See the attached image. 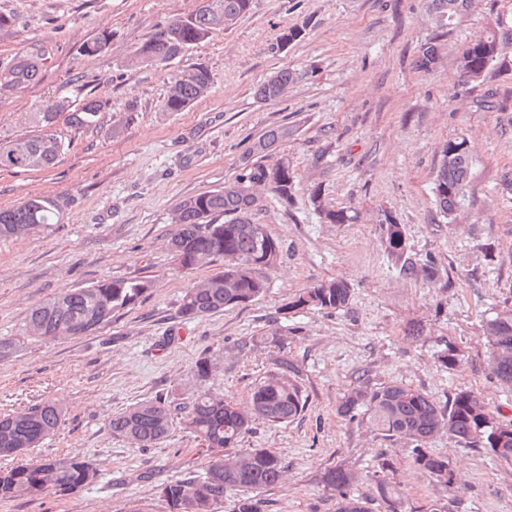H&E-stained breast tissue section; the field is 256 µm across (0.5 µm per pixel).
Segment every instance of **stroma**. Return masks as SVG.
Here are the masks:
<instances>
[{"instance_id":"1","label":"stroma","mask_w":512,"mask_h":512,"mask_svg":"<svg viewBox=\"0 0 512 512\" xmlns=\"http://www.w3.org/2000/svg\"><path fill=\"white\" fill-rule=\"evenodd\" d=\"M202 0H0L10 26L0 29V68L35 50L44 53L38 79L0 93V139L36 133L46 105L67 109L101 99L100 130L80 131L58 117L62 151L47 168L0 169V209L33 196L58 201L61 218L44 232L0 240V340L16 349L0 359V414L60 402L65 421L31 459L78 455L97 479L78 492L0 501V512H169L161 484L198 475L208 458L180 424L153 447L138 448L108 429L112 415L159 395L189 403L195 362L211 358V392L246 406L272 356L241 357L239 343L279 336L296 362L306 399L302 414L278 426L258 423L246 448L273 451L283 481L259 493L264 512H336L320 482L346 464L358 474L351 494L382 512L376 485L386 482L401 512L433 502L451 512H512V463L466 448L439 433L429 448L447 458L454 479L444 485L413 465V445L390 441L366 410L336 412L359 380L398 383L445 406L460 389L483 397L494 416L512 421V391L490 373L482 322L512 306V110L476 109L460 79L463 47L487 26L512 31V0H475L450 33L432 20L428 0H254L229 30L190 46L164 65L132 66L136 46L157 28L196 13ZM307 24L284 45L282 33ZM109 33L105 51L86 44ZM436 39L439 60L418 68L421 43ZM207 67L211 92L183 112H168L171 82ZM294 81L276 101L255 90L274 72ZM291 135L274 156L295 172L294 203L264 193L256 219L279 240L282 259L268 287L245 307L186 319L183 292L209 275L177 268L168 249L171 217L188 197L220 189L241 172L243 154L269 127ZM469 141L472 167L456 222L435 206L432 188L443 144ZM320 186L347 224L321 223L309 195ZM403 224L413 253L433 258L439 278H405L383 246V212ZM147 276L154 292L90 335L40 342L25 335L31 309L48 298L104 278ZM342 278L348 308L285 310L295 294ZM423 333L413 337L411 325ZM454 343L459 361L441 366ZM391 467L379 471L380 458Z\"/></svg>"}]
</instances>
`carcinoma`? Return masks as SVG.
Returning a JSON list of instances; mask_svg holds the SVG:
<instances>
[{"instance_id":"carcinoma-1","label":"carcinoma","mask_w":512,"mask_h":512,"mask_svg":"<svg viewBox=\"0 0 512 512\" xmlns=\"http://www.w3.org/2000/svg\"><path fill=\"white\" fill-rule=\"evenodd\" d=\"M472 0H430L432 14L441 28H453L455 21L471 6ZM253 0H206L198 12L157 29L133 51L137 64H164L187 47L201 43L226 30L252 10ZM496 27L477 35L462 50L460 73L465 83L480 89L475 104L504 112L512 107V92L488 85L487 70L512 62L501 57ZM438 61V47L427 41L418 51V68L430 71ZM41 67L39 54L15 60L0 72V92L14 91L35 81ZM292 72L282 69L257 86L256 96L265 101L285 95L293 82ZM214 84L208 68L199 66L170 86L164 101L167 112H182L207 96ZM104 103L86 101L69 113L76 129L98 125ZM60 106L51 104L36 113L40 133L0 142V169L45 168L52 165L60 145L52 133ZM292 130L275 126L266 130L247 150L242 173L232 183L179 203L174 212L177 233L169 241L173 259L181 270H196L221 262V267L196 282L183 295L180 313L196 319L226 309L246 307L258 300L267 288V273L279 265L280 242L255 221L260 193L269 191L282 203L293 198L294 173L266 158ZM472 158L463 136L448 139L434 180L436 205L443 216L455 219L465 200ZM310 202L324 224H348L349 211L328 203L321 187L310 192ZM59 206L45 197L0 211V239H22L59 222ZM384 245L399 274L438 276L435 263L412 253L406 230L389 212L383 213ZM154 281L148 277L105 278L90 286L54 296L33 308L28 316V336L41 341L78 338L112 323L120 312L151 295ZM352 297L351 286L328 279L295 295L285 309L314 308L342 310ZM488 345V366L500 384L512 389V308H503L483 321ZM279 336L250 337L239 352L247 356L262 348H278L273 367L252 389L248 407L224 399L208 390H198L189 405L180 407L167 396L139 402L112 416L111 433L140 447H148L167 437L174 420L200 441L209 465L201 475H192L160 486V496L170 512H219L224 497L239 488L258 492L280 483L284 467L280 458L266 448H243L241 441L257 420L271 424L288 423L304 410L306 400L298 384V365L280 349ZM370 412L373 427L384 437L415 443L413 464L444 485L453 481L448 460L427 448L428 441L441 431L465 448H486L495 456L512 461V422L503 424L493 416L476 392L460 389L448 405L440 407L430 397L401 384L375 387L362 380L345 395L337 413L353 417L358 409ZM65 420L64 408L48 401L27 409L0 415V457L16 456L36 448L53 435ZM96 467L79 456L31 460L10 468H0V500L17 497L38 498L53 491L72 494L94 482ZM356 474L346 465L328 468L321 476L324 490L336 496V512H369L367 501L347 493ZM232 512H263L261 499L242 496Z\"/></svg>"}]
</instances>
